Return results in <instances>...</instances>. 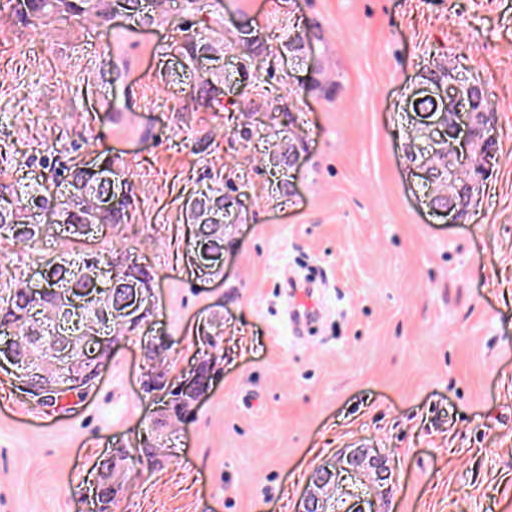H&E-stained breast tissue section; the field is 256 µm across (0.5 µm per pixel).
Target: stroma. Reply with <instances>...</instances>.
Instances as JSON below:
<instances>
[{
	"mask_svg": "<svg viewBox=\"0 0 512 512\" xmlns=\"http://www.w3.org/2000/svg\"><path fill=\"white\" fill-rule=\"evenodd\" d=\"M183 7L35 30L0 11V182L114 158L135 205L89 246L121 239L152 268L150 334L167 337L173 374L202 322H222L212 388L158 463L136 464L114 512H299L303 497L332 496L314 473L350 448L390 460L379 512H512V0H222L207 77L225 102H253L226 44L243 21L267 40V96L285 97L299 149L284 174L269 164L278 120L232 142L244 116L201 108L176 82L169 20ZM309 25L324 36L315 52H286ZM439 65L477 78L495 108L498 162L454 224L432 213L405 151L406 99ZM216 177L243 207L206 277L187 262L184 204ZM70 248L55 231L37 255L2 244L0 283ZM289 279L312 282L320 309L300 331ZM144 341L126 337L59 407L33 406L0 373V512H89L96 463L151 425Z\"/></svg>",
	"mask_w": 512,
	"mask_h": 512,
	"instance_id": "obj_1",
	"label": "stroma"
}]
</instances>
